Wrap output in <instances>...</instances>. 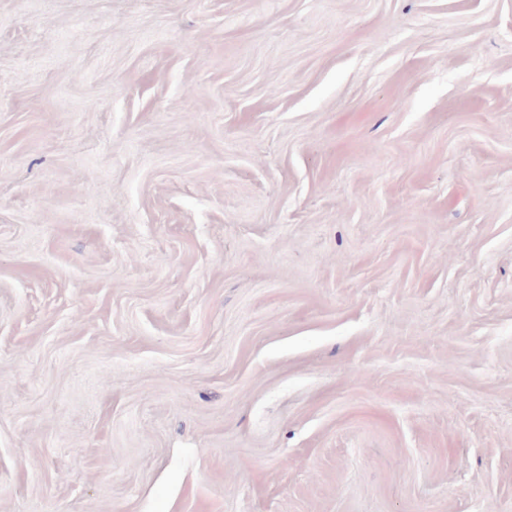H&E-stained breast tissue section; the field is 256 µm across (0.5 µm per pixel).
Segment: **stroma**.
I'll return each mask as SVG.
<instances>
[{"label": "stroma", "instance_id": "obj_1", "mask_svg": "<svg viewBox=\"0 0 512 512\" xmlns=\"http://www.w3.org/2000/svg\"><path fill=\"white\" fill-rule=\"evenodd\" d=\"M0 512H512V0H0Z\"/></svg>", "mask_w": 512, "mask_h": 512}]
</instances>
